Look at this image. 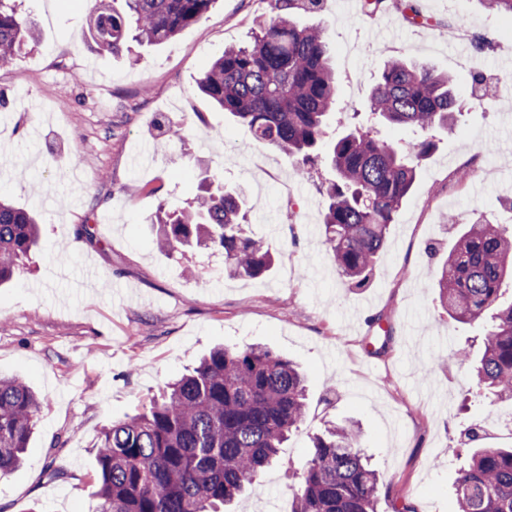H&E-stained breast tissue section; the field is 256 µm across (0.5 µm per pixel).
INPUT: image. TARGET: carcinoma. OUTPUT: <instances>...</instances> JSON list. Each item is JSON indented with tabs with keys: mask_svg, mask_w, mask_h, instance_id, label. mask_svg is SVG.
Returning a JSON list of instances; mask_svg holds the SVG:
<instances>
[{
	"mask_svg": "<svg viewBox=\"0 0 512 512\" xmlns=\"http://www.w3.org/2000/svg\"><path fill=\"white\" fill-rule=\"evenodd\" d=\"M214 2L113 0L110 6L91 0L88 34L112 54L122 51L130 33L162 44L197 23ZM320 2L272 0L268 17L256 21L253 42L225 47L198 88L247 123L257 142L291 158L299 175L327 151L334 177L325 190V243L340 275L361 288L417 180L431 132L453 130L460 109L451 76L391 59L369 91V119L417 138L379 136L360 124L327 140L338 94L328 35L292 18L297 10L316 11ZM35 41L16 0H0V63ZM245 215L242 196L211 180L186 206L157 216L158 244L172 253L194 242L215 246L224 251L229 274L256 278L269 271L271 249L246 234ZM37 245L36 217L0 201V285ZM509 270L512 233L469 224L434 279L451 318L489 322L473 371L478 389L495 401H512V302H500ZM41 407L24 381L0 377V477L20 467ZM306 414L304 375L292 361L261 346L215 347L144 411L104 429L94 456L96 512H224ZM382 485L358 429L334 424L313 439L292 512H377ZM455 493L459 512H512V449H475Z\"/></svg>",
	"mask_w": 512,
	"mask_h": 512,
	"instance_id": "cac0c4a2",
	"label": "carcinoma"
}]
</instances>
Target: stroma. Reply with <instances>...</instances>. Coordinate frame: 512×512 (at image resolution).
<instances>
[{"mask_svg":"<svg viewBox=\"0 0 512 512\" xmlns=\"http://www.w3.org/2000/svg\"><path fill=\"white\" fill-rule=\"evenodd\" d=\"M416 4L427 23L394 9L366 16L361 0L296 16L329 37L340 88L329 134L364 111L392 58L453 76L463 102L456 131L434 132L368 285L353 288L324 242L328 160L297 175L197 88L226 46L250 43L270 0H217L173 42L116 55L81 39L87 0H22L39 39L0 65V198L37 214L42 238L0 286V373L43 405L24 465L0 479V512H95L104 427L218 344L264 345L307 377L305 420L236 512L291 506L314 437L334 423L360 427L386 484L377 512H457L453 485L472 448H512L492 418L512 404L477 398L471 365L439 362L459 345L480 354L484 336L448 317L433 286L462 226H512V98L499 96L512 82V20L481 0ZM212 175L245 195L249 230L274 256L263 276L227 274L213 249H158L159 207L183 205ZM385 330L387 353L366 352Z\"/></svg>","mask_w":512,"mask_h":512,"instance_id":"1","label":"stroma"}]
</instances>
